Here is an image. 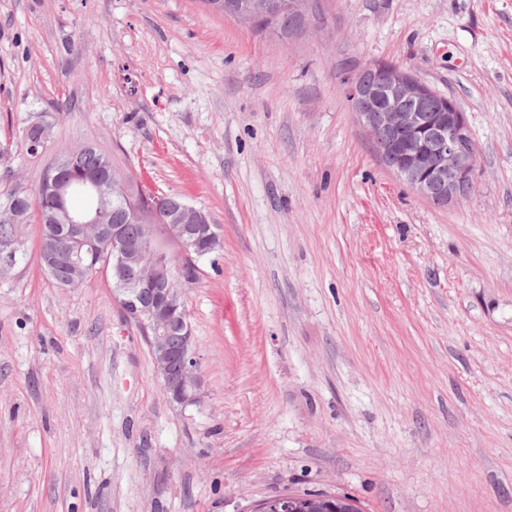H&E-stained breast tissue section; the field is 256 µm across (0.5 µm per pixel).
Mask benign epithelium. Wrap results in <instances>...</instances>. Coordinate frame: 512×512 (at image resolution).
I'll use <instances>...</instances> for the list:
<instances>
[{
  "instance_id": "7a95c632",
  "label": "benign epithelium",
  "mask_w": 512,
  "mask_h": 512,
  "mask_svg": "<svg viewBox=\"0 0 512 512\" xmlns=\"http://www.w3.org/2000/svg\"><path fill=\"white\" fill-rule=\"evenodd\" d=\"M388 80L369 84L360 75L342 79L359 123L370 133L380 162L420 196L436 203H451L473 186L477 167L476 148L465 112L452 98H445L447 111L401 112L395 107L398 93L420 96L430 87L399 65L387 68ZM385 124L399 131L402 139L386 148L378 140L377 127ZM44 200L51 209L49 219L57 225L54 236L45 244L47 266L54 270L59 256H64L74 273L85 274L89 266L80 253L58 249L70 241L79 242L95 252L98 243L112 240V267L124 272L120 287L112 295L126 315L146 329L154 367L168 399L179 406L202 402L197 379L198 357L189 323L175 316L185 307L179 285L189 274L181 265H167L164 256L170 248L178 255L198 260L219 245L215 226L203 210L185 206L196 213L197 223L182 224L180 216L162 217L160 206L166 195L155 190L154 213L143 214L136 232L126 235L117 226H107L101 215L74 209L67 200L79 182L60 179L46 172ZM120 177L113 169L105 170L93 183L97 199L118 198ZM18 248L0 244V273L11 269ZM182 330V342L170 344L171 332ZM300 500L286 496L266 500L256 512H296Z\"/></svg>"
}]
</instances>
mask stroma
<instances>
[{
	"instance_id": "obj_1",
	"label": "stroma",
	"mask_w": 512,
	"mask_h": 512,
	"mask_svg": "<svg viewBox=\"0 0 512 512\" xmlns=\"http://www.w3.org/2000/svg\"><path fill=\"white\" fill-rule=\"evenodd\" d=\"M380 60L466 112L457 203L376 157L340 78ZM0 142V185L91 142L221 240L183 287V408L110 278L59 287L27 226L0 275V512H512V0H307L286 34L203 0H0Z\"/></svg>"
}]
</instances>
